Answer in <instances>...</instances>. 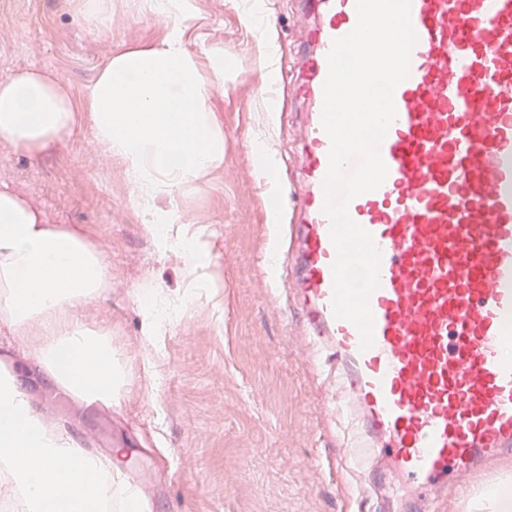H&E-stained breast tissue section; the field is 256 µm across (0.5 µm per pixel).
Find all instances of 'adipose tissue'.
Wrapping results in <instances>:
<instances>
[{"instance_id": "1", "label": "adipose tissue", "mask_w": 512, "mask_h": 512, "mask_svg": "<svg viewBox=\"0 0 512 512\" xmlns=\"http://www.w3.org/2000/svg\"><path fill=\"white\" fill-rule=\"evenodd\" d=\"M169 22L159 44L116 54L87 91L92 131L119 161L144 202L193 185L224 162V133L209 107L224 84V52L209 48L208 75L185 38L193 0H147ZM80 115L57 81L28 69L0 80V139L28 153L71 136ZM110 285L102 253L78 232L42 224L18 194L0 189V323L19 332L41 325L48 343L33 355L65 386L104 402L117 398L125 371L112 340L75 315ZM0 494L24 512H102L100 473L90 455L52 438L16 378L0 373Z\"/></svg>"}]
</instances>
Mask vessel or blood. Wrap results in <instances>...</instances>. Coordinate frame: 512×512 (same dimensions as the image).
Segmentation results:
<instances>
[{"mask_svg": "<svg viewBox=\"0 0 512 512\" xmlns=\"http://www.w3.org/2000/svg\"><path fill=\"white\" fill-rule=\"evenodd\" d=\"M297 4L307 111L288 191L296 221L275 274L338 370L327 403L354 426L349 457L371 467L385 453L391 468L375 481L401 503L415 487L428 512L449 480L478 486L488 458L512 455V0H411L410 74L379 146L388 174L348 206L381 254L365 351L332 311L323 211V84L333 40L357 23L355 0Z\"/></svg>", "mask_w": 512, "mask_h": 512, "instance_id": "obj_1", "label": "vessel or blood"}]
</instances>
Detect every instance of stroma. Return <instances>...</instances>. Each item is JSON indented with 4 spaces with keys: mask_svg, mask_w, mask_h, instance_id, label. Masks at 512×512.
<instances>
[{
    "mask_svg": "<svg viewBox=\"0 0 512 512\" xmlns=\"http://www.w3.org/2000/svg\"><path fill=\"white\" fill-rule=\"evenodd\" d=\"M144 0H109L111 18L87 21L79 0H0V79L37 68L58 80L78 111L111 58L155 46L167 22ZM277 16L266 29L255 16ZM294 0H195L187 38L224 50V86L210 108L224 131V163L195 184L140 205L124 169L107 161L88 127L36 154L0 140V188L26 197L45 223L80 232L100 249L112 285L77 318L110 335L129 375L112 404L110 445H134L148 470L154 512H390L362 469L334 458L353 432L345 415H325L323 371L302 340L297 310L277 296L270 252L272 190L256 167L262 149L283 181L298 164L295 96L301 56ZM175 210L170 237L200 232L208 280L195 279L181 252L150 233L143 209ZM156 289L179 314L161 336L142 333L134 291ZM38 328L0 325L29 394L55 387L34 364Z\"/></svg>",
    "mask_w": 512,
    "mask_h": 512,
    "instance_id": "35a3bbf8",
    "label": "stroma"
}]
</instances>
